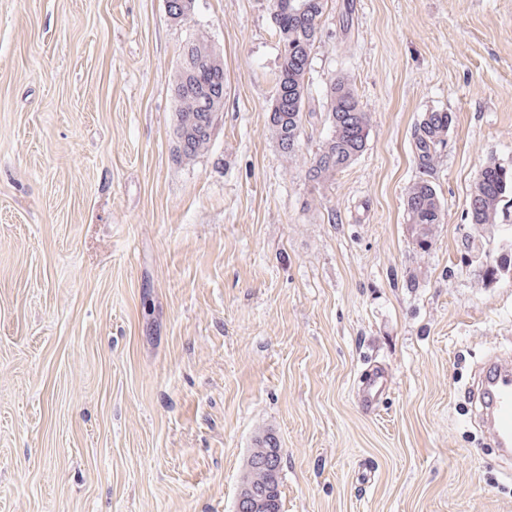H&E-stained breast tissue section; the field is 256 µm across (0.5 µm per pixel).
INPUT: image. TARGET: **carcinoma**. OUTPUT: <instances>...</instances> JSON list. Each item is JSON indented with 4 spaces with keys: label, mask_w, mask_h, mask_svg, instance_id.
Returning <instances> with one entry per match:
<instances>
[{
    "label": "carcinoma",
    "mask_w": 512,
    "mask_h": 512,
    "mask_svg": "<svg viewBox=\"0 0 512 512\" xmlns=\"http://www.w3.org/2000/svg\"><path fill=\"white\" fill-rule=\"evenodd\" d=\"M327 7L328 0H270L271 18L280 44V63L268 120L279 153L287 160L294 159L300 150L307 121L306 101L309 100L306 76ZM223 79L224 61L208 39L203 35L190 36L182 47L172 88L176 102L174 135L178 157L192 160L210 147L212 136L207 128L210 113L224 107V92L220 90ZM322 108L329 134L306 161L305 170V179L316 189L331 184L337 174L364 153L370 126L369 113L345 74L330 80L324 90ZM451 122L446 112H427L412 131L413 159L419 179L406 192L404 213L412 240L423 254L430 250L439 225L445 223V210L434 179L447 146ZM485 172L498 176L500 189L490 193L482 178L474 181L468 217L470 223L477 226L502 223L500 204L507 189L512 187V168L494 160L486 165ZM276 448V437L266 432L256 439V448L251 450L250 456H263ZM246 483L256 490L273 492L267 512H281L280 474L250 470Z\"/></svg>",
    "instance_id": "1"
}]
</instances>
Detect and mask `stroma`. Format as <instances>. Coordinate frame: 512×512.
Wrapping results in <instances>:
<instances>
[{"label": "stroma", "instance_id": "stroma-1", "mask_svg": "<svg viewBox=\"0 0 512 512\" xmlns=\"http://www.w3.org/2000/svg\"><path fill=\"white\" fill-rule=\"evenodd\" d=\"M193 34L224 116L183 161ZM279 58L268 0H0V512H234L266 430L282 512H512L472 422L477 364L512 358V227L466 250L471 185L512 166V0H329L310 88L348 75L370 127L320 191L269 129ZM431 111L454 123L423 255L404 199ZM223 79V59L205 36L191 35L182 47L172 88L177 107L176 153L181 159L192 160L210 147L209 112H216L210 129L213 134L222 116L218 111L224 107V92L220 90ZM386 386L385 377L373 373L357 393L359 407L367 413L374 412L379 407Z\"/></svg>", "mask_w": 512, "mask_h": 512}]
</instances>
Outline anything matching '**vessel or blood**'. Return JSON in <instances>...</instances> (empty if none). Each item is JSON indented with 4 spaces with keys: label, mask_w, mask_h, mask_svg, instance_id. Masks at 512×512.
Listing matches in <instances>:
<instances>
[{
    "label": "vessel or blood",
    "mask_w": 512,
    "mask_h": 512,
    "mask_svg": "<svg viewBox=\"0 0 512 512\" xmlns=\"http://www.w3.org/2000/svg\"><path fill=\"white\" fill-rule=\"evenodd\" d=\"M386 380L372 374L357 394L360 408L374 412L385 393ZM476 416L487 428L504 457L512 456V364L494 361L474 385Z\"/></svg>",
    "instance_id": "b4317fda"
}]
</instances>
